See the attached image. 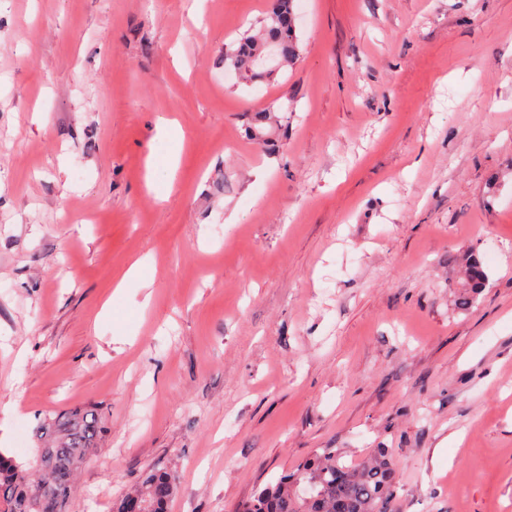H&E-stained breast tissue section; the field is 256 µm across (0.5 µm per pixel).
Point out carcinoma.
Returning <instances> with one entry per match:
<instances>
[{"instance_id": "cac0c4a2", "label": "carcinoma", "mask_w": 512, "mask_h": 512, "mask_svg": "<svg viewBox=\"0 0 512 512\" xmlns=\"http://www.w3.org/2000/svg\"><path fill=\"white\" fill-rule=\"evenodd\" d=\"M293 0H275L272 10L254 32L224 44V68L241 76L272 75L265 67L270 54L279 65L288 66L299 56ZM268 106L257 112L248 134L265 145L277 117ZM487 274L474 251L464 260L461 308L471 306L486 287ZM106 419L95 406L69 408L44 416L34 427L36 448L25 463L0 451V512H27L29 499H40L38 512H68L53 507L56 496L71 497L75 477L98 447ZM176 491L175 477L166 470H151L127 497H137L145 512H166ZM395 465L387 448H374L358 463L342 461L334 448H324L296 471L267 484L236 512H395Z\"/></svg>"}]
</instances>
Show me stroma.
<instances>
[{
	"instance_id": "obj_1",
	"label": "stroma",
	"mask_w": 512,
	"mask_h": 512,
	"mask_svg": "<svg viewBox=\"0 0 512 512\" xmlns=\"http://www.w3.org/2000/svg\"><path fill=\"white\" fill-rule=\"evenodd\" d=\"M297 2L252 83L224 45L272 0H0V451L98 406L72 512L152 468L236 512L378 447L396 512H512V0ZM272 112H278V109H275L273 106H267L258 111L248 129L249 136L263 145L269 142L270 133L277 124V121H279L277 117L273 116ZM265 125L269 126L268 132L265 131ZM486 281L487 274L481 259L476 252L470 251L464 260L463 291L458 298L459 307L471 306L486 287Z\"/></svg>"
}]
</instances>
